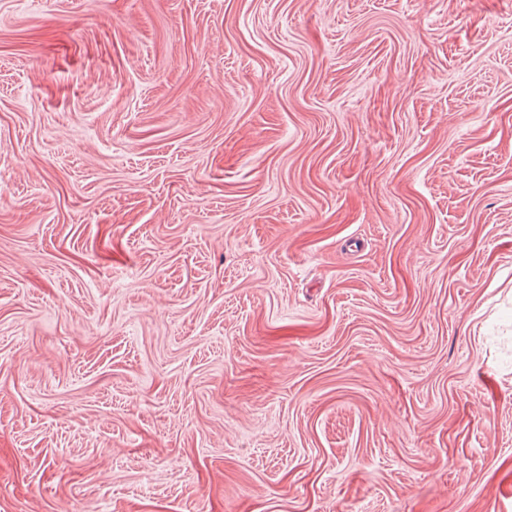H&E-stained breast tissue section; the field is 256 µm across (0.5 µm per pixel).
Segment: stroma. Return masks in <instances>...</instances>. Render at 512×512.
I'll return each mask as SVG.
<instances>
[{"label": "stroma", "instance_id": "obj_1", "mask_svg": "<svg viewBox=\"0 0 512 512\" xmlns=\"http://www.w3.org/2000/svg\"><path fill=\"white\" fill-rule=\"evenodd\" d=\"M0 512H512V0H0Z\"/></svg>", "mask_w": 512, "mask_h": 512}]
</instances>
